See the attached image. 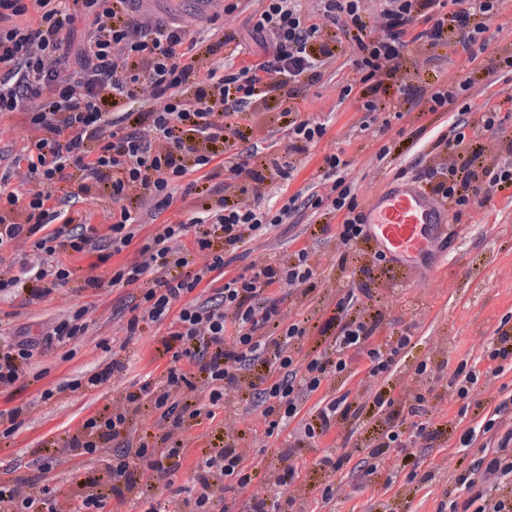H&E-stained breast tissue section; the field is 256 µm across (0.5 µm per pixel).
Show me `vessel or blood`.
<instances>
[{
    "mask_svg": "<svg viewBox=\"0 0 512 512\" xmlns=\"http://www.w3.org/2000/svg\"><path fill=\"white\" fill-rule=\"evenodd\" d=\"M368 240L400 273L432 269L438 239L448 233L446 207L410 183L391 186L365 209Z\"/></svg>",
    "mask_w": 512,
    "mask_h": 512,
    "instance_id": "vessel-or-blood-1",
    "label": "vessel or blood"
}]
</instances>
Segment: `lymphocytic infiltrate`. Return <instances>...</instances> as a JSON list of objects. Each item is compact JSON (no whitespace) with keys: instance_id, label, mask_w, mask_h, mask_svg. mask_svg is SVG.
Returning a JSON list of instances; mask_svg holds the SVG:
<instances>
[{"instance_id":"f902f5d3","label":"lymphocytic infiltrate","mask_w":512,"mask_h":512,"mask_svg":"<svg viewBox=\"0 0 512 512\" xmlns=\"http://www.w3.org/2000/svg\"><path fill=\"white\" fill-rule=\"evenodd\" d=\"M205 0L213 8L203 30L142 12L140 0H0V115L21 113L32 129L21 151L0 174V250L31 246L37 260L24 275L0 269V295L27 291L30 300L46 299L67 285L74 270L66 257H82L109 241L113 253L137 245L139 261L118 266L110 278L87 277L84 289L131 286L148 280L134 304L127 332L141 324L171 321L175 344L161 379L144 380L111 411L86 418L75 433L53 443L56 454L80 457L85 469L104 463L108 490L97 482L76 480L58 493L33 481L0 483V512H106L128 495L150 494L160 479L187 471L195 492L191 512H215L227 483L248 489L253 481L268 494L250 498L249 512H281L293 504L299 479L294 465L270 466L268 459L247 461L237 438L210 442L189 457L188 432L216 417L227 392L240 393L260 411L266 436L290 429L296 442L315 443L349 418L361 416L347 395H336L333 381L354 377L353 358L365 360V376L381 378L411 345L408 331L383 344L373 338L383 320L367 284L339 295L333 320L337 332L324 350L302 355L310 328L290 319L273 288L301 286L302 297L315 291L307 248L273 258L253 276L227 275L226 252L244 247L267 227L291 222L303 211L340 217L336 240L347 263L367 238L357 187L345 174L339 153L325 154L330 189L291 195L278 209L265 208L274 178L290 180L295 165L275 158L250 161L238 151L247 138L244 123L269 98H294L323 77L344 38L362 82L394 80L403 104L426 103L444 112L454 92L409 82L403 59L409 48L436 47L455 40L470 56L487 50L488 20L502 0ZM245 15L260 61L235 66L224 52L237 35L225 31L227 15ZM85 23L81 44L70 32ZM484 130L498 137L495 158L468 123L457 120L430 144L433 163L416 180L449 208H464L492 193L512 188V137L499 112L480 117ZM18 185H11L12 172ZM251 194L252 204L238 197ZM108 197L112 208L107 236L95 225L75 219L77 203ZM177 208L181 219L165 220ZM154 220L145 231L144 219ZM191 237L184 245L183 237ZM224 284L214 296L196 290L211 275ZM35 288H26V280ZM96 303L55 319L39 341L0 336V389L25 373L34 380L45 370L33 362L36 344L63 348L88 335ZM494 369L457 368L448 385L467 399L478 380L493 384L512 358V331L499 329L485 347ZM315 411L304 412L310 397ZM151 402L169 428L161 434L136 422L143 402ZM386 416L387 428L366 447L359 461L365 471L382 468L400 456L407 483L442 480L433 512H512V395L488 420L466 428L464 448L479 449V466L461 465L421 471L406 448L433 446L443 433L428 419L423 392L402 399L377 392L372 400ZM469 491L458 501L457 491Z\"/></svg>"}]
</instances>
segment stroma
I'll return each mask as SVG.
<instances>
[{"mask_svg": "<svg viewBox=\"0 0 512 512\" xmlns=\"http://www.w3.org/2000/svg\"><path fill=\"white\" fill-rule=\"evenodd\" d=\"M489 34L488 50L474 60L454 43L432 49L415 48L407 53V73L416 84L439 86L474 81L472 93L459 95L449 103L445 113H432L420 105L393 121L381 136L359 131L357 124L363 116L360 105L365 97L374 95L393 102L397 96L393 83H385L375 92L362 83L349 49L342 47L337 49L336 60L323 78L305 88L299 98L287 104L272 100L260 107L250 119L254 135L241 143L240 148L259 151L264 157L287 158L286 140L273 144L265 135L268 130L284 128L288 122L284 111L288 108L304 118L328 121L327 135L308 158L302 159L288 191L293 194L311 184L325 185L322 157L335 150L347 162L349 178L359 186L360 201H367L397 183L400 171L415 174L418 156L411 152L410 146L420 130L429 131L440 122L452 123L462 116L474 121L490 109L512 113V74L499 72V80L493 84L480 77L481 72L497 66L499 57L512 53V0H502L499 13L489 23ZM389 144L402 147L403 152L385 167L378 164L375 154ZM480 207L482 217L478 220L473 219L471 209H463L459 223L464 232L443 242L446 258L432 273L407 281L381 272L372 284L375 305L383 314L374 341L382 344L389 336L410 330L414 346L405 359L386 377L372 381L367 390L354 379L335 382L337 393L348 394L350 401L359 404L368 401L373 389L387 390L391 397L398 398L425 389L426 383L415 375L414 366L421 359H429L435 379L430 395L433 406L430 419L434 425L446 428L448 439L436 448H416L415 454L426 470L443 462L455 463L462 456L470 462L476 460L477 449L460 453L459 438L466 427L486 416L499 401L496 388L479 383L465 401L453 395L448 387L461 362L476 363L482 371L489 368V361L481 359L480 354L495 337L502 320L512 316V188L493 193ZM336 225L333 219L306 216L296 224L269 227L236 251L229 265L231 274L248 275L270 254L287 255L308 247L309 262L316 272V291L307 300L301 299L299 293H292L283 304L291 316L308 320L312 327L310 336L302 343L306 353L322 344L319 329L330 318L337 295L341 289L359 281L360 267L369 264L373 256L372 246L363 243L359 246V256L347 267H340ZM136 251L132 245L104 261L95 255L73 260L75 274L71 281L47 301L29 305L21 295L0 300V327L23 325L30 336L39 337L45 326L69 306L90 301V292L81 288L85 277L92 274L109 277L113 267L134 260ZM144 289L141 282L105 289L91 340H75L65 351H37L36 359L48 368V375L37 382L26 378L14 388L0 391V411L22 403L30 406L15 433L0 437V482L35 479L49 488H58L78 469L79 461L51 457L49 449L53 441L64 432L75 431L84 418L108 410L126 392L140 387L145 377L155 380L161 377L170 360L163 345L171 331L170 323L144 324L136 336L126 334L129 309ZM109 357L125 362L126 370L95 389L69 390L71 380ZM48 389L54 395L46 400L42 394ZM226 399L235 407L236 418L227 420L219 416L194 427L190 432L193 453H200L208 446L212 434L220 432L240 435L241 448L252 457L270 448L289 447L287 433L265 436L262 416L236 393H227ZM342 443V437L333 432L316 445L293 449L291 462L300 470L296 493L306 512H324L319 490L329 480L327 473L312 469V460L323 449H338ZM392 470V464L388 463L380 471L367 475L355 463L345 464L335 512H367L368 507L379 502L391 504L395 512H433L441 496V486L435 484L429 490L412 494L399 484H388ZM186 476V471H179L170 487H158L152 496L130 495L123 512H172L176 501L183 497L181 489Z\"/></svg>", "mask_w": 512, "mask_h": 512, "instance_id": "stroma-1", "label": "stroma"}]
</instances>
